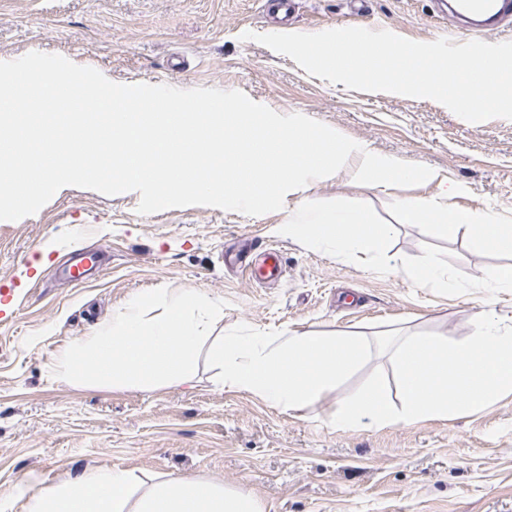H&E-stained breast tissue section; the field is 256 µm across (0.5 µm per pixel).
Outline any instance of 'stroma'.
Listing matches in <instances>:
<instances>
[{
	"label": "stroma",
	"mask_w": 512,
	"mask_h": 512,
	"mask_svg": "<svg viewBox=\"0 0 512 512\" xmlns=\"http://www.w3.org/2000/svg\"><path fill=\"white\" fill-rule=\"evenodd\" d=\"M452 15L432 0H299L288 25L266 21L260 0H0V61L37 51L62 55L120 84L239 90L281 114L318 120L380 156L422 164L464 185L454 207L512 216V120L467 122L430 99L345 89L307 72L249 33L385 29L420 42L451 38ZM436 183L361 185L347 175L306 185L312 201L357 200L390 220V203L429 197ZM285 209L248 216L208 206L137 212L140 195L61 188L37 213L0 221V279L19 277L0 318V512H23L26 490L90 470L128 472L140 495L170 472L251 491L265 512H512V394L448 420L340 428L330 419L374 369L373 354L320 403L299 413L215 383L201 352L192 386L153 390L78 385L53 375L60 353L92 335L130 298L158 288L227 301L211 338L298 329L374 338L398 330L467 338L481 293L443 297L413 285L398 265L424 245L483 277L496 260L464 235L442 240L396 224L379 275L282 235ZM101 247L105 261L82 283L58 280L73 248ZM283 274H260L266 249Z\"/></svg>",
	"instance_id": "35a3bbf8"
}]
</instances>
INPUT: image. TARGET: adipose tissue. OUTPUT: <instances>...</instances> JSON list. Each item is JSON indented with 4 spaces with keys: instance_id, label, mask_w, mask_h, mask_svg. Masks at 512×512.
<instances>
[{
    "instance_id": "1",
    "label": "adipose tissue",
    "mask_w": 512,
    "mask_h": 512,
    "mask_svg": "<svg viewBox=\"0 0 512 512\" xmlns=\"http://www.w3.org/2000/svg\"><path fill=\"white\" fill-rule=\"evenodd\" d=\"M371 354L369 342L359 336L298 330L228 336L210 349L220 384L292 412L317 404ZM130 483L125 471L91 470L31 495L25 512H264L244 490L210 485L205 493L188 497L194 482L179 473L168 474L134 500Z\"/></svg>"
}]
</instances>
